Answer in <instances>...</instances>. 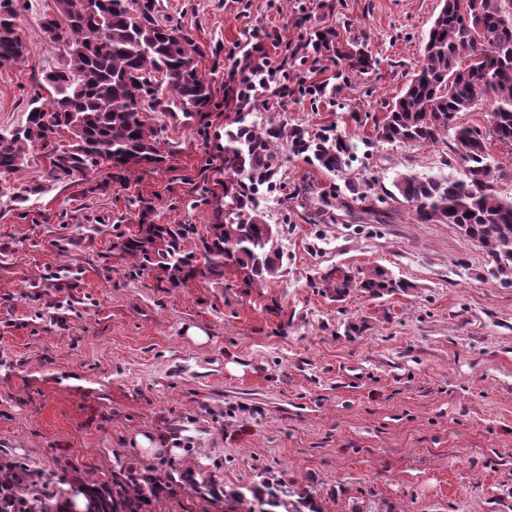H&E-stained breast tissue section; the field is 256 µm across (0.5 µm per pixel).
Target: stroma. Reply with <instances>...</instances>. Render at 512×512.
Listing matches in <instances>:
<instances>
[{"mask_svg":"<svg viewBox=\"0 0 512 512\" xmlns=\"http://www.w3.org/2000/svg\"><path fill=\"white\" fill-rule=\"evenodd\" d=\"M303 20L294 0H162L160 18L201 48L212 102L189 126L149 114L163 162L124 175L103 167L45 181L32 148L0 175V463L47 476L51 494L113 474L173 473L142 512H242L230 490L266 480L307 491L320 512H512V287L450 224L413 223L390 199L404 173L460 176L449 144L395 146L373 128L423 59L440 0H332ZM53 0H17L23 62L0 66V130L23 125L61 58L39 19ZM288 40L337 31L374 70L325 53L292 79L327 81L325 97L255 106L257 125L332 128L357 150L345 172L283 162L260 210L280 231L283 275L268 288L201 276L175 285L133 269L119 244L150 224L216 223L207 200L224 180L235 112L224 71L245 30ZM371 196L354 200L355 189ZM387 269L408 292L336 301L321 278ZM66 301L65 326L48 314ZM362 333L348 336L347 322ZM203 330L205 342L188 328ZM151 451L133 454L137 436Z\"/></svg>","mask_w":512,"mask_h":512,"instance_id":"35a3bbf8","label":"stroma"}]
</instances>
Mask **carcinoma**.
Returning a JSON list of instances; mask_svg holds the SVG:
<instances>
[{
    "mask_svg": "<svg viewBox=\"0 0 512 512\" xmlns=\"http://www.w3.org/2000/svg\"><path fill=\"white\" fill-rule=\"evenodd\" d=\"M160 0H55V10L40 26L63 56L47 72L52 89L46 102L40 93L29 104L20 128L0 132V174L20 170L30 148L41 147L48 160L46 182L85 177L106 164L121 170L162 162L159 135L148 111L193 114L210 103L209 82L198 72L201 51L183 29L159 19ZM19 14L14 0H0V62L24 59ZM336 59L365 73L376 65L361 49H346L340 36L321 38ZM487 102L488 134L482 144L472 141L474 128L457 124L458 114ZM453 136L452 152L462 168L460 177L420 178L401 175L395 188L418 224H453L463 237L484 251L490 277L512 287V197L496 190L499 168L489 162L487 144L494 140L512 147V0H443L424 46V59L399 97L389 104L374 129L377 141L390 145H420ZM305 155L322 167L341 172L357 145L341 136L310 135L300 127L258 126L246 117L224 133L222 194L210 204L224 216L212 225L201 246L189 250L196 234L192 225H153L146 236L130 237L123 252L140 269L155 265L174 283L196 275L215 281L230 269L254 288L283 276L278 238L261 219L258 199L272 182L282 159L281 147ZM46 190L43 184H22L13 192L24 203ZM324 286L341 300L351 289L371 299L398 292L408 285L381 268L355 272L336 270L323 277ZM171 475L140 483L134 476L112 479L110 487L81 490L88 512H141L148 495ZM29 498H6L8 512H68L69 500L39 497L34 484L13 480ZM251 496L263 512H319L307 492H285L262 482L234 491Z\"/></svg>",
    "mask_w": 512,
    "mask_h": 512,
    "instance_id": "1",
    "label": "carcinoma"
}]
</instances>
